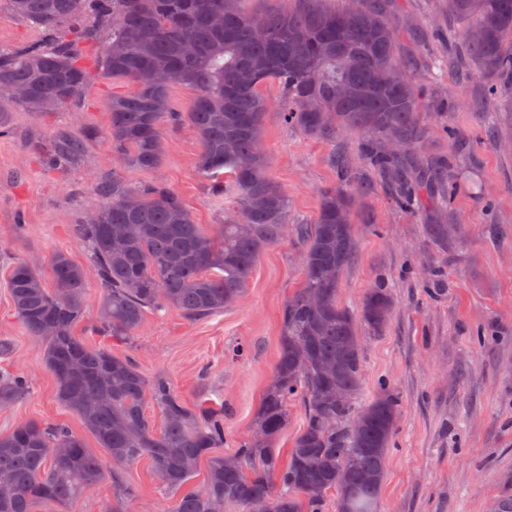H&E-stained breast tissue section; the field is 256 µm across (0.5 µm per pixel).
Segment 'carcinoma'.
Returning a JSON list of instances; mask_svg holds the SVG:
<instances>
[{"label":"carcinoma","mask_w":512,"mask_h":512,"mask_svg":"<svg viewBox=\"0 0 512 512\" xmlns=\"http://www.w3.org/2000/svg\"><path fill=\"white\" fill-rule=\"evenodd\" d=\"M239 0H10L13 11L50 36L39 48H0V91L24 86L15 108L57 112L95 79L133 85L107 101L104 138L117 167L155 170L163 161L161 120L185 126L200 146V166L212 193L226 201L212 231L195 223L182 197L159 184L131 185L117 173L99 176L102 202L95 222L75 228L88 264L55 252L41 263L14 261L8 288L19 322L44 345L57 397L108 450L114 472L65 425L32 421L0 434V512L66 507L112 474V506L132 512L135 487L115 468L149 462L162 488L176 494L168 512H378L393 434L400 415L386 384L358 404L363 372L360 326L375 334L388 325L393 299L378 285L363 296L359 315L338 299L341 278L356 253L352 222L353 168L338 164L340 186L322 193L316 222L290 221L288 196L270 176L263 140L270 104L262 86L276 82L286 123L331 139L361 135L363 160L376 168L395 204L423 201L429 240L455 243L460 225L449 205L459 184L450 162L426 153L422 98L411 59L402 56L387 20L391 0H293L286 10L248 13ZM461 24L467 57L479 74L512 81V0H448ZM448 34V44L458 39ZM167 77L164 83L151 80ZM195 91L192 110L172 111L170 90ZM98 137L86 130L62 136L46 163L56 167ZM121 227V243L111 227ZM305 243L302 280L285 304L277 359L254 418L253 431L229 455L224 408L188 406L163 374L146 377L128 357L93 347L75 329L86 312V285L101 289L94 330L127 341L144 315L175 309L198 320L233 307L258 255L288 237ZM54 331L47 336L46 324ZM334 370H325V364ZM31 392L28 377L0 372V410ZM300 397L304 422L287 459L274 445L288 428V401ZM162 412L160 429L146 401ZM57 448H71L66 457ZM208 463L200 489L187 483ZM512 512V470L495 495Z\"/></svg>","instance_id":"carcinoma-1"}]
</instances>
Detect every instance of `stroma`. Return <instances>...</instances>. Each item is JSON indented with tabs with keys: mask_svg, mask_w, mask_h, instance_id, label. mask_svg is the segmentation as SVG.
I'll use <instances>...</instances> for the list:
<instances>
[{
	"mask_svg": "<svg viewBox=\"0 0 512 512\" xmlns=\"http://www.w3.org/2000/svg\"><path fill=\"white\" fill-rule=\"evenodd\" d=\"M388 17L400 53L414 60L415 80L427 93V152L447 154L452 132L466 143L451 203L460 239L446 249L428 241L420 214L396 206L381 176L359 162L358 134L314 139L288 125L275 105L274 83L263 89L271 103L264 121L270 175L287 194L292 219L311 224L321 190L337 181L334 155L358 161L357 251L342 276L340 301L358 312L364 293L379 283L394 300L387 328L367 335L363 346L361 401L382 380L400 401L381 512H488L500 472L512 470V147L498 146L488 132L512 124V112L486 95L475 69L449 68L448 33L461 25L449 19L447 0H393ZM45 39L9 0H0L1 46ZM128 89L102 80L66 111L14 112L9 133L0 135V339L12 350L9 359L0 358V370L33 384L26 400L0 411V433L30 421L82 431L56 398L41 342L15 315L8 266L32 257L46 261L59 250L86 264L74 226L99 201L91 178L111 175L112 149L101 137L63 167H44L42 159L58 137L105 131L108 99ZM161 128L160 168L125 169L122 177L136 185L164 183L181 194L196 223H219L224 206L200 170L197 140L170 121ZM302 249V240L292 237L262 251L242 297L224 313L190 321L173 309L149 312L130 340L112 345L146 376H167L187 405L223 406L224 453H234L252 428L277 358L285 303L300 286ZM120 475L139 490L133 512H163L170 503L171 493L147 462Z\"/></svg>",
	"mask_w": 512,
	"mask_h": 512,
	"instance_id": "obj_1",
	"label": "stroma"
}]
</instances>
